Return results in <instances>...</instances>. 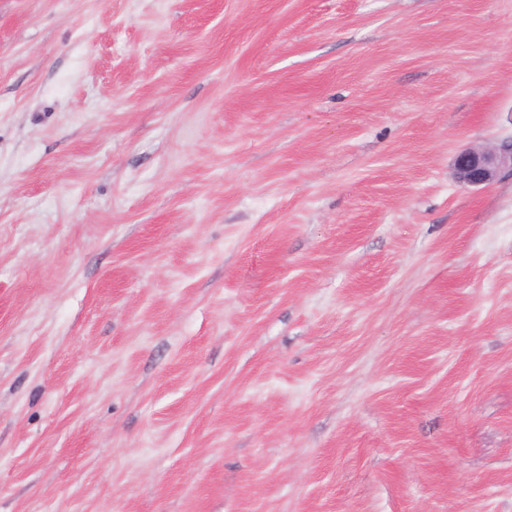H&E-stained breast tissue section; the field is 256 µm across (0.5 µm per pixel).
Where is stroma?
I'll return each instance as SVG.
<instances>
[{
	"label": "stroma",
	"instance_id": "35a3bbf8",
	"mask_svg": "<svg viewBox=\"0 0 512 512\" xmlns=\"http://www.w3.org/2000/svg\"><path fill=\"white\" fill-rule=\"evenodd\" d=\"M512 0H0V512H512ZM505 171L512 172V138L461 150L454 161L453 176L461 186L478 187L493 184Z\"/></svg>",
	"mask_w": 512,
	"mask_h": 512
}]
</instances>
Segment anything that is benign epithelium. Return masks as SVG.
Wrapping results in <instances>:
<instances>
[{
  "label": "benign epithelium",
  "instance_id": "obj_1",
  "mask_svg": "<svg viewBox=\"0 0 512 512\" xmlns=\"http://www.w3.org/2000/svg\"><path fill=\"white\" fill-rule=\"evenodd\" d=\"M505 171L512 172V138L461 150L454 161L453 176L461 186L478 187L493 184Z\"/></svg>",
  "mask_w": 512,
  "mask_h": 512
}]
</instances>
